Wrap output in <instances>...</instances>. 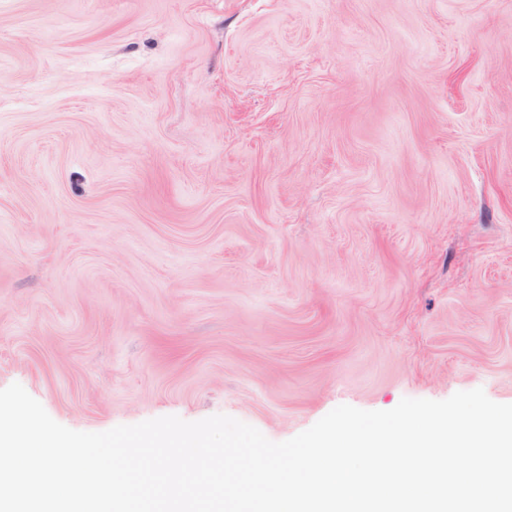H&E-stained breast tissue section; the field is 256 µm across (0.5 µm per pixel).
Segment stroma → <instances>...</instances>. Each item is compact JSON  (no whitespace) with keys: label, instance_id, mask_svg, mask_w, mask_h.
I'll return each instance as SVG.
<instances>
[{"label":"stroma","instance_id":"1","mask_svg":"<svg viewBox=\"0 0 512 512\" xmlns=\"http://www.w3.org/2000/svg\"><path fill=\"white\" fill-rule=\"evenodd\" d=\"M102 432L512 403V0H0V389Z\"/></svg>","mask_w":512,"mask_h":512}]
</instances>
